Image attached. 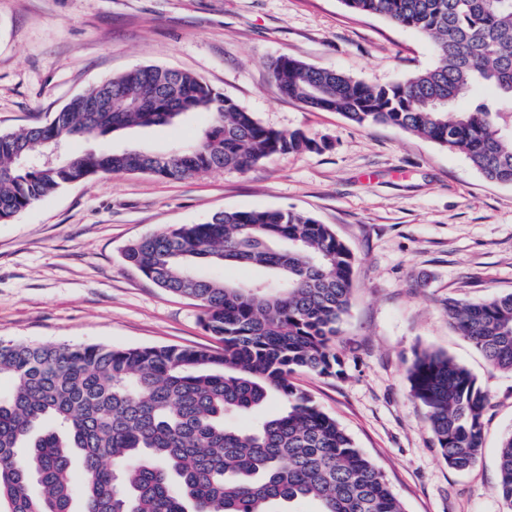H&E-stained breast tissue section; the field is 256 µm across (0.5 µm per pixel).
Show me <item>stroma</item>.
Wrapping results in <instances>:
<instances>
[{"label":"stroma","instance_id":"35a3bbf8","mask_svg":"<svg viewBox=\"0 0 512 512\" xmlns=\"http://www.w3.org/2000/svg\"><path fill=\"white\" fill-rule=\"evenodd\" d=\"M281 55L375 84L435 62L424 36L352 14L341 0H0V132L157 65L192 72L265 126L322 145L245 173L94 178L0 223V339L217 348L195 303L129 266L125 247L218 210L307 212L359 263L337 338L343 377L299 372L295 385L345 429L406 512H506L496 453L512 432V373L494 369L443 304L512 292V185L487 181L461 152L282 95L267 68ZM209 120L198 112L126 130L112 146L163 153L192 143ZM426 347L468 368L490 398L483 452L469 470L448 466L410 395L407 369Z\"/></svg>","mask_w":512,"mask_h":512}]
</instances>
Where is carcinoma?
Here are the masks:
<instances>
[{"mask_svg": "<svg viewBox=\"0 0 512 512\" xmlns=\"http://www.w3.org/2000/svg\"><path fill=\"white\" fill-rule=\"evenodd\" d=\"M433 42L435 64L390 84L280 56L269 71L280 92L338 112L357 126L391 125L461 151L487 180L512 185V0H342ZM477 85L496 93L455 102ZM107 94V112L86 105ZM186 101L211 123L167 153L124 149L37 158L70 143L132 128L171 125ZM301 131H276L197 76L144 66L73 96L51 119L0 132V222L74 183L112 174L169 181L277 155L313 152ZM126 262L163 291L189 298L222 348L67 345L0 341V512H279L298 498L318 512H405L382 473L292 376L343 374L336 349L351 306L356 256L332 227L286 208L219 210L199 224L142 237ZM266 273L240 283L201 265ZM448 322L490 365L512 373V293L477 303L450 298ZM413 399L448 465L470 469L482 453L489 403L469 370L446 353L415 351ZM275 398L281 411L250 428L226 424ZM83 480L72 481L74 462ZM499 492L512 510V433L498 450Z\"/></svg>", "mask_w": 512, "mask_h": 512, "instance_id": "1", "label": "carcinoma"}]
</instances>
